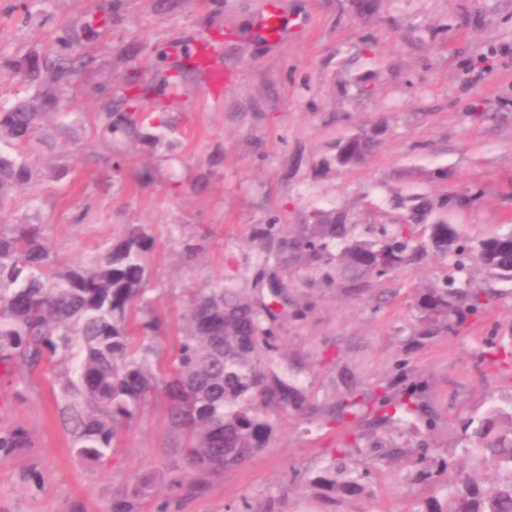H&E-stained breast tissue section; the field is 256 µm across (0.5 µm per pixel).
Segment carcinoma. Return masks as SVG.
<instances>
[{"mask_svg": "<svg viewBox=\"0 0 512 512\" xmlns=\"http://www.w3.org/2000/svg\"><path fill=\"white\" fill-rule=\"evenodd\" d=\"M83 63L84 58L70 55L26 63L19 76L38 84V93L0 105V209L8 205L12 193L33 180L21 147L36 137L44 109ZM105 116L112 133H128L140 120L136 112ZM375 148L373 136L357 131L336 141L333 161L338 168L358 166ZM477 197L476 191L451 196L437 207L422 194L411 195L406 218L390 230L383 229L376 240L355 234L343 212L318 210L299 236L276 242L269 232L260 246L267 261L278 263L291 252L310 262L334 263L336 271H349L357 280L430 255L452 258L453 268L460 272L472 254L490 278L512 284V229L471 241L458 225L448 223V209L466 206ZM435 209L441 214L428 225L427 237L417 238L414 226ZM153 246L142 228L130 227L88 262L60 268L41 242L37 225L0 226V364L7 371L20 365L33 367L45 352H66L77 342L75 377L62 416L74 433L77 454L90 463L105 455L158 384L149 349L135 347L132 338L135 331L162 336L160 320L136 319L140 305L146 303L147 254ZM456 283L450 276L445 286L423 291L418 302L419 335H453L468 319L487 317L495 292ZM285 294L283 285L273 286L270 302L260 306L238 288H209L188 298L186 331L163 388L189 468L218 471L243 465L269 447L276 417L305 408L303 386L296 377L275 371L270 358L275 348L271 323L278 317L274 307L281 305ZM475 359L479 367L511 372L512 340L486 338ZM402 379L397 392L389 384L370 392L350 389L328 419L342 423L365 410L375 428L414 418L432 429L435 415L419 382L407 371ZM462 427L488 464L481 483L463 471L454 455L439 459L434 448H402L381 441L376 449L382 458L412 460L415 477L421 481L457 471L456 480L442 486L453 508L432 498L417 503L413 512H512V409L494 407L482 419H466ZM359 438L354 433L351 442L336 449L334 465L309 478L311 489L352 493L360 488L361 474L345 464Z\"/></svg>", "mask_w": 512, "mask_h": 512, "instance_id": "obj_1", "label": "carcinoma"}]
</instances>
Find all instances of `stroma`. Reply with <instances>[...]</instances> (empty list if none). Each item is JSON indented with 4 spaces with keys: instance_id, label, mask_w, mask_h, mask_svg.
Instances as JSON below:
<instances>
[{
    "instance_id": "35a3bbf8",
    "label": "stroma",
    "mask_w": 512,
    "mask_h": 512,
    "mask_svg": "<svg viewBox=\"0 0 512 512\" xmlns=\"http://www.w3.org/2000/svg\"><path fill=\"white\" fill-rule=\"evenodd\" d=\"M268 0H0V104L30 97L14 76L32 58L62 53V36L89 54L39 138L26 151L36 178L0 211V224H36L58 262L76 265L132 225L154 241L149 303L165 335L137 338L165 372L186 326L190 291L231 285L253 292L260 275L288 286L275 323V362L295 368L308 409L283 418L270 448L219 472L186 469L155 390L113 446L84 462L59 407L73 377L63 353L34 369L0 375V435L24 430L23 447L0 450V512H114L145 473L162 481L134 512H413L433 486L414 483L407 461L377 459L381 432L362 423L352 466L369 467L363 491L335 504L311 500L307 479L331 464L346 427L325 414L351 373L375 388L407 368L424 378L437 414L433 431L402 427L395 442L457 447L462 419L512 405V375L481 377L474 353L512 328V288L501 285L489 317L459 334L418 338L417 301L440 285L428 258L364 281L292 258L267 265L253 239L271 227L295 236L316 209L348 223L395 224L398 195L435 200L477 188L453 212L466 236L512 225V0H277L282 42L255 30ZM206 35L224 63L223 88L192 70L184 47ZM150 86L133 135L102 133L105 112L128 81ZM378 140L363 164L331 167L337 140L358 129ZM198 245L186 259L185 244Z\"/></svg>"
}]
</instances>
